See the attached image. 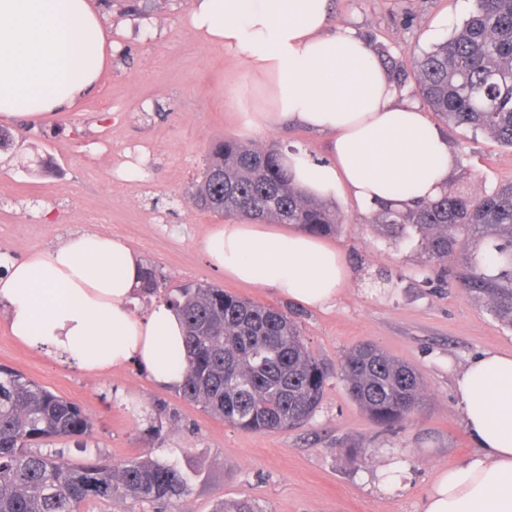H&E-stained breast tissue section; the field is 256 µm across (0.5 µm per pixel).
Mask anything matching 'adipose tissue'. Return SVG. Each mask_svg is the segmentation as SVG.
<instances>
[{
  "label": "adipose tissue",
  "mask_w": 512,
  "mask_h": 512,
  "mask_svg": "<svg viewBox=\"0 0 512 512\" xmlns=\"http://www.w3.org/2000/svg\"><path fill=\"white\" fill-rule=\"evenodd\" d=\"M332 9V0H195L190 25L239 55L254 77L259 99L241 114L245 128L299 125L327 136L325 159L282 153L305 195L330 200L343 191L368 210L437 198L454 165L447 136L400 98L357 29L332 25ZM111 59L89 0H0V117L72 108ZM201 249L226 277L309 308L336 303L351 279L339 249L292 226L216 224ZM143 271L123 241L74 233L8 267L0 310L29 348L91 374L135 364L176 388L185 327L165 302L135 312ZM454 387L477 452L438 477L423 512H512V353H483Z\"/></svg>",
  "instance_id": "1"
}]
</instances>
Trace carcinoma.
<instances>
[{
  "label": "carcinoma",
  "mask_w": 512,
  "mask_h": 512,
  "mask_svg": "<svg viewBox=\"0 0 512 512\" xmlns=\"http://www.w3.org/2000/svg\"><path fill=\"white\" fill-rule=\"evenodd\" d=\"M396 86L414 78L419 95L444 122L512 149V0H473L444 42L414 60L413 73L377 47ZM203 211L296 224L323 235L338 224L324 200L303 195L276 150L226 140L212 148L191 194ZM371 226L410 242L443 265L463 248L455 278L471 299L512 330V180L474 192L464 180L405 210L381 205ZM148 298L170 303L186 327L181 396L246 432L293 428L315 414L330 370L308 348L298 322L281 309L218 287L175 292L146 269ZM339 376L376 422H402L422 403L419 373L372 343L352 347ZM93 424L76 403L8 367H0V512H79L84 503L169 505L192 484L176 464L134 457L115 468L95 456L80 463L51 447L74 439L88 450Z\"/></svg>",
  "instance_id": "carcinoma-1"
}]
</instances>
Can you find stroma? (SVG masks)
I'll return each mask as SVG.
<instances>
[{
  "instance_id": "obj_1",
  "label": "stroma",
  "mask_w": 512,
  "mask_h": 512,
  "mask_svg": "<svg viewBox=\"0 0 512 512\" xmlns=\"http://www.w3.org/2000/svg\"><path fill=\"white\" fill-rule=\"evenodd\" d=\"M110 30L112 62L72 110L0 120L15 142L0 149V264L84 231L120 235L171 287L212 285L297 317L308 347L331 369L361 342L415 367L421 407L394 426L374 422L331 377L307 423L247 433L152 383L136 366L97 376L15 340L0 318V365L79 404L93 422L92 448L118 466L151 455L178 464L193 493L168 512H423L437 477L473 455L454 380L485 350L512 353V330L467 297L453 265L434 266L410 245H391L347 198L328 243L352 272L336 306L308 309L214 270L201 242L218 221L190 197L212 147L237 140L325 156L327 141L299 126L255 134L238 119L232 90L249 82L240 59L190 27L193 0H94ZM139 4L133 14L129 5ZM471 0H333L332 22L355 27L403 63L458 28ZM461 147L470 187L512 180V150L444 126ZM148 142L150 156L135 158ZM379 281L376 293L364 280Z\"/></svg>"
}]
</instances>
